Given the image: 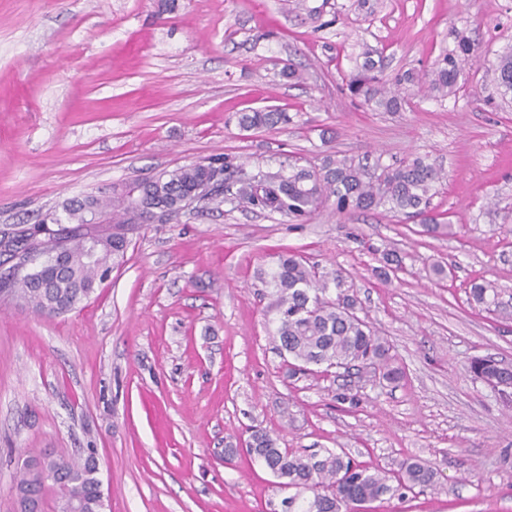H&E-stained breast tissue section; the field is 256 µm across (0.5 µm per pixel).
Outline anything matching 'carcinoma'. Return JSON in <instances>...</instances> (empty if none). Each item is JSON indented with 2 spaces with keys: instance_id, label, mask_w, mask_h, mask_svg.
Here are the masks:
<instances>
[{
  "instance_id": "carcinoma-1",
  "label": "carcinoma",
  "mask_w": 512,
  "mask_h": 512,
  "mask_svg": "<svg viewBox=\"0 0 512 512\" xmlns=\"http://www.w3.org/2000/svg\"><path fill=\"white\" fill-rule=\"evenodd\" d=\"M482 51L464 30L454 31V46L446 50L425 74L429 89L445 98L456 94L462 64L479 61ZM494 81L502 102L512 100V48L492 64ZM354 98L366 105L397 112L407 101L402 85L415 84L412 73L387 79L370 58L343 77ZM289 117L277 110H254L239 117L245 129H261L286 123ZM444 176L420 157L398 164L370 167L352 158L327 161L322 168H301L284 175L261 170L248 172L229 158L207 164L183 166L163 171L152 180L125 186L110 198L87 195L65 208L66 217L55 219L49 238L60 244L53 254L32 266L23 275L0 287V303L29 306L48 316L66 314L94 293L100 280L124 258L128 234L151 219L159 210L171 217L179 214L181 197L211 184L204 200L221 194L246 207L288 216L300 223L312 218L326 202L333 201L339 213L369 212L384 208L418 218L424 232L445 233L448 225L438 222L431 201ZM100 222L89 223L88 215ZM12 230L0 234V265L17 255L39 249L36 232ZM102 236L97 257L84 259V239ZM257 278L274 290L279 313L276 336L280 349L291 359L290 371L314 372V368L354 370L358 374H380L388 382L403 377L401 367L383 337L356 313L357 301L342 270L321 273L300 254L283 250L267 267L257 270ZM470 299L490 312L499 306V292L490 282L474 281ZM468 371L483 382L500 379L507 369L490 357H475ZM247 451L281 479V485L296 490L288 497V512H354L367 503L385 497H406L415 488L433 487L437 470L430 464L407 459L398 463L393 477L365 462L350 458L345 451L324 455L281 448L278 439L256 429L248 438ZM34 466L19 471L15 489L39 503L45 502L47 488H56L59 499L70 512H103L104 500L98 468L92 458L75 459L59 455L42 461L39 453L27 452ZM308 491L311 496L304 497Z\"/></svg>"
}]
</instances>
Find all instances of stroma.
<instances>
[{
  "label": "stroma",
  "mask_w": 512,
  "mask_h": 512,
  "mask_svg": "<svg viewBox=\"0 0 512 512\" xmlns=\"http://www.w3.org/2000/svg\"><path fill=\"white\" fill-rule=\"evenodd\" d=\"M352 2L176 0L163 14L160 0H0V225L220 156L275 172L367 155L441 169L432 206L449 226L432 236L331 204L298 224L215 201L130 233L123 263L65 316L0 307V512H17L29 448L95 451L104 512H284L243 445L255 428L386 471L406 458L437 468L435 488L366 512H512V397L467 370L474 356L512 368V106L490 105L483 62L466 64L458 97L413 88L398 112L342 80L365 48L385 76L429 70L455 27L496 60L512 0ZM288 64L300 80L280 77ZM261 109L290 121L243 130L240 114ZM285 249L344 270L400 382L289 376L255 277ZM436 263L447 278L430 276ZM481 279L499 291L494 312L468 302Z\"/></svg>",
  "instance_id": "1"
}]
</instances>
